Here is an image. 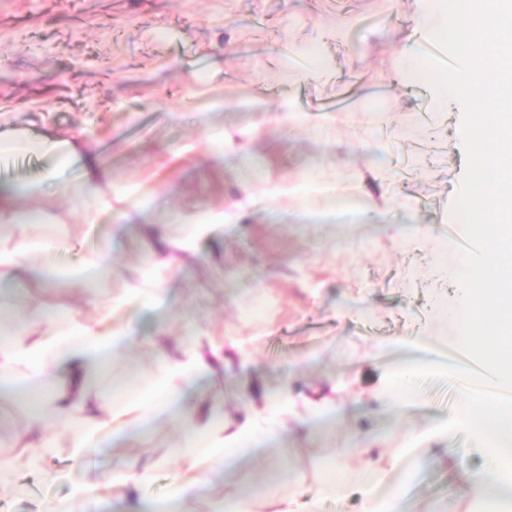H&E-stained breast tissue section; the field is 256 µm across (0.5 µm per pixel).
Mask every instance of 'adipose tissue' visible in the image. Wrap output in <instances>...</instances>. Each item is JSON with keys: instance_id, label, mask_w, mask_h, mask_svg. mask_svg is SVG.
Wrapping results in <instances>:
<instances>
[{"instance_id": "ef3b65f1", "label": "adipose tissue", "mask_w": 512, "mask_h": 512, "mask_svg": "<svg viewBox=\"0 0 512 512\" xmlns=\"http://www.w3.org/2000/svg\"><path fill=\"white\" fill-rule=\"evenodd\" d=\"M33 152L53 153L60 166H67L75 153L71 143L45 137L31 139L0 134V156ZM123 331L100 332L93 319L81 312L64 308L50 311L38 308L28 312L23 324L12 334L0 336V383L11 380L17 367H25L29 379L35 380L53 371L59 388L50 414L33 412L32 425L40 433L66 434L79 429L72 442L75 459L84 462L96 448L103 427L91 399L88 379L106 369L114 348L125 343ZM204 362L197 352H189L185 363L163 368L147 388L137 390L124 400L113 403V416L137 413L139 419L165 414L180 399L169 379L172 374L202 369ZM464 422L489 444L492 453L487 465L478 470L464 469L463 491L470 498L494 495L497 512H512V405L490 400L471 402ZM262 421L254 419L247 429L227 431L225 425L204 421L188 429V442L181 456L202 455L223 463L229 457H243L261 444Z\"/></svg>"}]
</instances>
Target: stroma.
I'll return each mask as SVG.
<instances>
[{"label":"stroma","mask_w":512,"mask_h":512,"mask_svg":"<svg viewBox=\"0 0 512 512\" xmlns=\"http://www.w3.org/2000/svg\"><path fill=\"white\" fill-rule=\"evenodd\" d=\"M437 11V0H0V130L78 148L58 187L18 200L40 222L0 227L5 247L46 234L56 244L54 273L0 276V314L91 317L62 271L107 251L112 271L92 283L106 302L170 258L161 292L110 319L132 340L90 389L105 417L115 385L149 384L159 355L148 336L210 367L149 430L107 428L83 467L69 436L31 431L29 404L0 398V437L25 443L0 447V512L66 506L88 477L106 512H147L193 474L172 454L183 414L211 412L234 429L258 413L274 429L253 460L211 471L188 512L250 485L251 512H270L272 494L294 512H363L397 484L403 512H477L448 450L465 446L478 469L488 449L459 424L453 389L429 383L409 406L385 403L391 366L455 358L440 344L454 339L446 314L461 289L436 271L461 254L434 244L465 171L464 113L416 78L419 19ZM283 102L287 118L272 121ZM86 150L112 199L91 224L80 217ZM54 166L42 154L0 162V188L40 183ZM211 211L234 221L174 247L184 222ZM336 461L347 465L336 494L313 499ZM119 462L141 472L137 486L114 477Z\"/></svg>","instance_id":"stroma-1"}]
</instances>
